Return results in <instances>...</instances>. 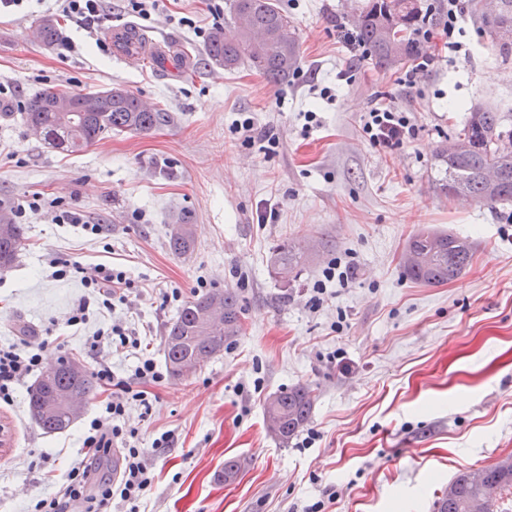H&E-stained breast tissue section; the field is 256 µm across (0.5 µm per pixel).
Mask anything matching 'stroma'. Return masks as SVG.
Here are the masks:
<instances>
[{
    "label": "stroma",
    "instance_id": "obj_1",
    "mask_svg": "<svg viewBox=\"0 0 512 512\" xmlns=\"http://www.w3.org/2000/svg\"><path fill=\"white\" fill-rule=\"evenodd\" d=\"M231 0H159L140 27L164 32L192 74L119 63L100 32L62 23L74 48L61 53L29 38L55 0H26L0 12V200L61 198L92 236L26 215L13 268L0 272V341H40L63 324L85 291L51 278L56 255L108 262L135 283L123 311L141 333L140 349L111 352L113 371L131 374L140 354L163 363V338L181 301L205 288H233L243 332L188 378L165 377L147 404L131 403L127 428L147 449L153 481L137 505L114 500L107 512H434L458 473L512 454V202L493 207L441 194L437 150L477 105L512 113V59L503 60L469 13L458 19L462 50L449 57L441 29L438 61L416 88L399 85L402 66L357 60L338 29L356 0H279L299 39L300 66L273 84L249 68L218 72L206 61L205 32L231 21ZM129 90L170 112L147 134L109 135L79 154L33 136L20 105L46 88ZM408 112L419 129L388 153L362 130L371 108ZM317 115L306 122L305 112ZM251 118L272 131L276 152L233 132ZM187 219L195 248L173 254L171 224ZM468 239L471 265L443 285L402 272L404 246L421 226ZM311 250L285 283L271 268L275 249ZM336 260L354 263L349 285L326 280ZM319 306L309 299L317 284ZM180 289V300L165 294ZM308 384L315 403L289 443L267 429L263 404L274 392ZM27 387L0 407V512H28L53 494L80 457L89 402L65 432L31 420ZM168 447L153 449L160 435ZM245 462L232 484L224 462Z\"/></svg>",
    "mask_w": 512,
    "mask_h": 512
}]
</instances>
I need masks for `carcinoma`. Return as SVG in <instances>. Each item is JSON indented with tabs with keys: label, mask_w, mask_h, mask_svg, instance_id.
<instances>
[{
	"label": "carcinoma",
	"mask_w": 512,
	"mask_h": 512,
	"mask_svg": "<svg viewBox=\"0 0 512 512\" xmlns=\"http://www.w3.org/2000/svg\"><path fill=\"white\" fill-rule=\"evenodd\" d=\"M497 10L487 13L481 0H470L471 14L478 28L490 33L501 57H512V0H496ZM233 26L216 29L207 40L204 53L213 65L233 70L246 64L271 82H283L297 71L299 46L295 28L277 0H233ZM356 34L370 54L372 64L392 68L418 58L426 50L417 32L445 22L442 0H362L352 15ZM39 36L46 46L58 40V22L42 20ZM76 92L45 89L28 103L23 117L27 126L51 147L79 153L110 133L145 134L171 122L170 113L150 107L125 89L106 87L95 92L99 106L91 112H59L55 100ZM512 116L477 106L468 113L448 157L444 149L436 159L444 167L439 190L448 197L467 196L485 205L512 201ZM23 240V227L16 223L8 206H0V269L16 261ZM193 225L180 220L169 234L172 252L185 255L194 250ZM405 251L415 260L403 259L407 278L426 285H441L458 278L471 264L474 249L469 240L452 233L421 228L408 239ZM304 247L287 243L272 256L274 274L281 279L296 276L307 262ZM219 308L223 317L211 321ZM241 307L236 291L215 288L194 296L181 308L163 345L170 375L188 376L203 361L232 345L242 334ZM94 375L86 370L74 373L61 363L40 376L28 392V411L45 434L69 428L79 414L58 401L70 394L82 403L97 391ZM314 404L313 389L304 384L270 395L264 414L270 433L282 444L292 439L309 421ZM512 512V457L507 456L478 471L463 472L448 483L434 512Z\"/></svg>",
	"instance_id": "carcinoma-1"
}]
</instances>
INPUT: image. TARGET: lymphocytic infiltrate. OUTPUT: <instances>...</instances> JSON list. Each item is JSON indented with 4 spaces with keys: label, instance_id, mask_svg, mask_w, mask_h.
<instances>
[{
    "label": "lymphocytic infiltrate",
    "instance_id": "f902f5d3",
    "mask_svg": "<svg viewBox=\"0 0 512 512\" xmlns=\"http://www.w3.org/2000/svg\"><path fill=\"white\" fill-rule=\"evenodd\" d=\"M363 131L372 145L395 150L416 139L418 130L407 113L392 109L371 110ZM48 266L54 279L77 274L83 288L88 291L66 320L68 326L79 327L88 323L94 310L115 312L117 305L129 302L132 282L126 271L103 263L86 268L61 256L49 257ZM84 345L94 355L93 373L100 381L106 397L97 414L89 421L83 439L84 452L79 461L69 468L57 494L36 501L30 512H102L113 497L126 502L139 499L151 483L144 449L132 444L121 421L130 402H146V384L158 383L163 375L153 359L141 358L128 376H117L105 357L108 349L140 348L137 332L117 320L98 328L86 337ZM42 344L27 341L0 344V403L11 404L17 388L24 384L42 364ZM125 451V465L119 476L98 472L97 462L109 454L113 445Z\"/></svg>",
    "mask_w": 512,
    "mask_h": 512
}]
</instances>
